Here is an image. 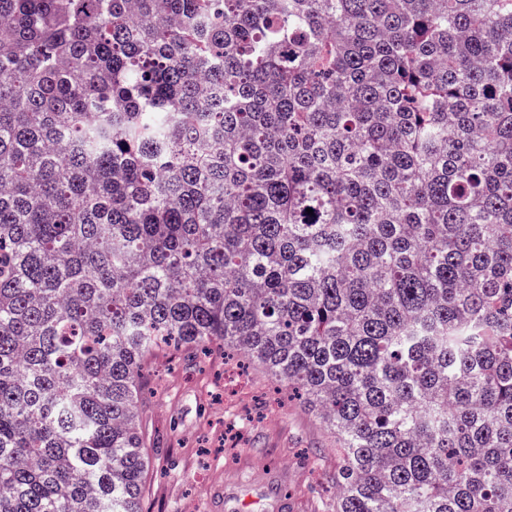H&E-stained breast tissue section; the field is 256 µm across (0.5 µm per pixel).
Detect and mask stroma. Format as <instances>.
Wrapping results in <instances>:
<instances>
[{"label": "stroma", "mask_w": 512, "mask_h": 512, "mask_svg": "<svg viewBox=\"0 0 512 512\" xmlns=\"http://www.w3.org/2000/svg\"><path fill=\"white\" fill-rule=\"evenodd\" d=\"M231 367L218 352L181 361L161 351L146 364L141 411L152 469L143 512H217L221 489L229 500L219 512H271L281 499L288 512H332L322 482L336 458L320 419L253 370L225 394Z\"/></svg>", "instance_id": "1"}]
</instances>
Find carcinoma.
I'll list each match as a JSON object with an SVG mask.
<instances>
[{
  "label": "carcinoma",
  "instance_id": "cac0c4a2",
  "mask_svg": "<svg viewBox=\"0 0 512 512\" xmlns=\"http://www.w3.org/2000/svg\"><path fill=\"white\" fill-rule=\"evenodd\" d=\"M213 345L333 512H512V0H0V512H142Z\"/></svg>",
  "mask_w": 512,
  "mask_h": 512
}]
</instances>
